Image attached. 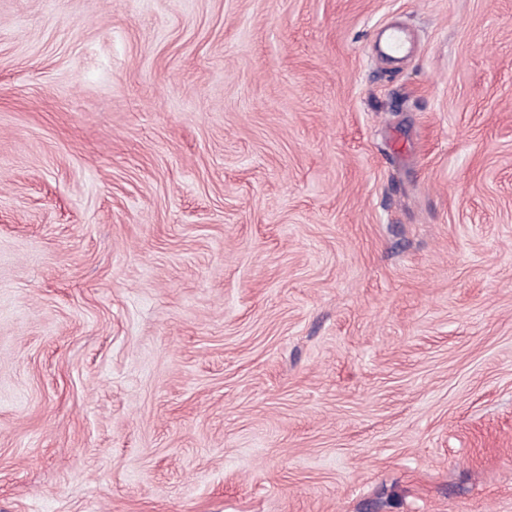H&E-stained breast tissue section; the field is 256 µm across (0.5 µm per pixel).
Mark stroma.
I'll list each match as a JSON object with an SVG mask.
<instances>
[{"label": "stroma", "instance_id": "1", "mask_svg": "<svg viewBox=\"0 0 512 512\" xmlns=\"http://www.w3.org/2000/svg\"><path fill=\"white\" fill-rule=\"evenodd\" d=\"M0 512H512V0H0Z\"/></svg>", "mask_w": 512, "mask_h": 512}]
</instances>
